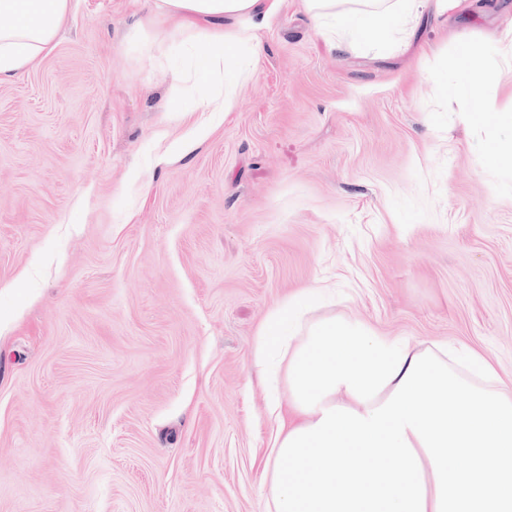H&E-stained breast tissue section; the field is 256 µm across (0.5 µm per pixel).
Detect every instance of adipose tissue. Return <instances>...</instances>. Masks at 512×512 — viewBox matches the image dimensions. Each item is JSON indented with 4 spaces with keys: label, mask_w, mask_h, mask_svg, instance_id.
<instances>
[{
    "label": "adipose tissue",
    "mask_w": 512,
    "mask_h": 512,
    "mask_svg": "<svg viewBox=\"0 0 512 512\" xmlns=\"http://www.w3.org/2000/svg\"><path fill=\"white\" fill-rule=\"evenodd\" d=\"M281 0H153L156 14L196 32L204 80L235 93L262 45L257 19ZM317 33L348 45L387 46L422 0H305ZM70 0H0V81L55 47ZM442 87L464 102L465 126L493 124L480 148L512 157V113L502 111L482 54L458 50ZM303 289L263 321L256 365L273 396L269 512H512V386L474 352L420 349L369 325L311 314ZM498 473L486 483L485 469Z\"/></svg>",
    "instance_id": "1"
}]
</instances>
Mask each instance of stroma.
Returning <instances> with one entry per match:
<instances>
[{"label":"stroma","instance_id":"stroma-1","mask_svg":"<svg viewBox=\"0 0 512 512\" xmlns=\"http://www.w3.org/2000/svg\"><path fill=\"white\" fill-rule=\"evenodd\" d=\"M151 12L72 0L0 83V512H268L256 338L302 288L512 378V158L435 78L478 47L512 106V0L425 7L382 49L281 0L224 112Z\"/></svg>","mask_w":512,"mask_h":512}]
</instances>
